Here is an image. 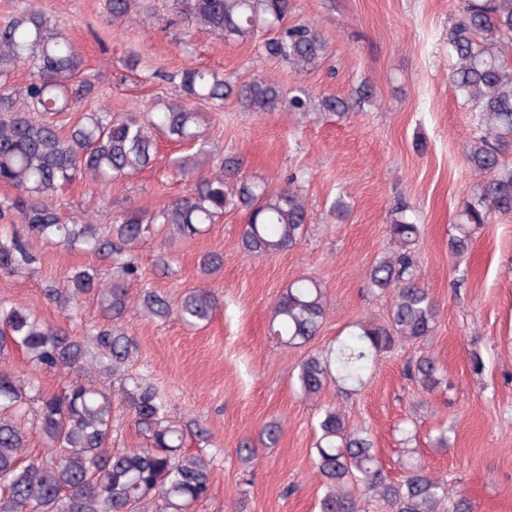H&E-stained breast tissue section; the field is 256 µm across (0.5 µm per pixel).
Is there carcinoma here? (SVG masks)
Segmentation results:
<instances>
[{"instance_id":"carcinoma-1","label":"carcinoma","mask_w":512,"mask_h":512,"mask_svg":"<svg viewBox=\"0 0 512 512\" xmlns=\"http://www.w3.org/2000/svg\"><path fill=\"white\" fill-rule=\"evenodd\" d=\"M187 23L224 40H247L261 25L281 28L264 43L263 52L299 73L318 68L326 43L316 25L283 28L289 0H173ZM112 22L136 14L151 17L143 0H106ZM448 49L455 59L450 75L459 95L476 110L478 133L467 148L470 168L481 178L463 201L449 251L468 249L476 230L497 215L512 213V164L502 155L512 146V0H463L458 20L448 30ZM18 66L31 79L17 95L0 87V183L17 190L0 200V218L22 224L23 233L0 235V275H13L41 264L43 247L80 248L112 261V280H102L94 266L76 268L63 283H51L45 297L66 316L88 300L108 323L86 330L93 341L51 326L33 310L0 303V358L24 352L39 368L67 379L57 393L40 394L32 382L0 371V512H189L209 490L211 463L185 450L187 438L208 437L201 428L174 421L166 402L152 385L120 368L138 354V345L121 325L130 296L128 284L139 277L131 250L159 229L164 241L192 237L208 230L225 212L244 211L247 222L240 247L253 257H269L295 246L310 221L306 198L293 177L274 188L264 179L240 180L230 186L224 172L235 162H215L203 140L204 114L193 100L222 102L234 98L245 112L288 109L308 116L321 109L338 116L367 99L361 85L349 98L306 92L285 97L281 88L261 78L237 84L209 69L190 68L171 76L181 94L144 115L115 116L100 109L78 111L92 86L79 81L83 60L68 35L36 7L22 10L0 28V73ZM75 112L64 122L52 116ZM160 134L191 142L196 150L172 162L182 176H194L186 193L152 211L134 210L115 218L101 231L93 224L63 221L54 193L84 176L100 186L143 171L155 163ZM390 234L398 249L369 268L370 287L390 291L388 323L356 324L349 337L325 353H310L298 365L301 394L313 398L333 382L347 393L364 385L379 357L403 342L430 335L438 308L420 283L412 245L419 225L406 215L393 220ZM216 308L205 288L189 290L173 305L154 290L142 291L138 309L148 320L174 316L189 326L208 322ZM326 311V295L316 280L293 281L274 303L271 333L285 346L302 345L318 333ZM109 361L116 386H98L93 373ZM421 391L429 393L443 381L436 362L427 356L407 366ZM120 406L144 440L137 449L112 447V413ZM36 429L46 453H27L28 432ZM314 465L324 486L321 512H366L375 501L388 512H444L447 480L432 475L409 455L403 474L392 480L384 473L371 434L349 429L342 414L327 408L319 420Z\"/></svg>"}]
</instances>
